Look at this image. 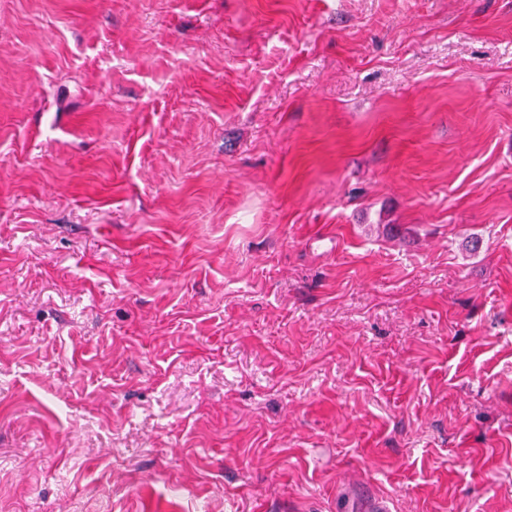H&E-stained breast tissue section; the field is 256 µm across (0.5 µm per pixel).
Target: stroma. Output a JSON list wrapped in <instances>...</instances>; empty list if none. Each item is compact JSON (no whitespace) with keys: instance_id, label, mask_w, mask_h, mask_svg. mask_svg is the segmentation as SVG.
Listing matches in <instances>:
<instances>
[{"instance_id":"obj_1","label":"stroma","mask_w":512,"mask_h":512,"mask_svg":"<svg viewBox=\"0 0 512 512\" xmlns=\"http://www.w3.org/2000/svg\"><path fill=\"white\" fill-rule=\"evenodd\" d=\"M512 512V0H0V512Z\"/></svg>"}]
</instances>
